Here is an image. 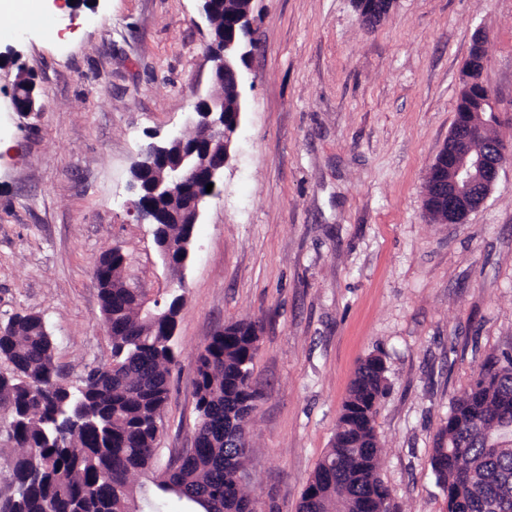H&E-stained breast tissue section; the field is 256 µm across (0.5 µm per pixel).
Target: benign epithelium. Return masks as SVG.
Wrapping results in <instances>:
<instances>
[{
    "label": "benign epithelium",
    "instance_id": "benign-epithelium-1",
    "mask_svg": "<svg viewBox=\"0 0 512 512\" xmlns=\"http://www.w3.org/2000/svg\"><path fill=\"white\" fill-rule=\"evenodd\" d=\"M396 0H355L361 22L373 26L386 18ZM253 27L251 14L245 12L233 17L231 26L222 35L213 36L209 59L213 63L214 82L228 86L235 97H240L239 73L235 59L245 62L250 50L244 43L236 41V29L250 31ZM484 35L475 38L472 53L463 70V84L466 94L459 96L461 111L456 113V122L448 134L452 148L448 157L436 168V176L425 183L424 210L441 224H462L467 217L488 198L500 169L512 161V149L497 144L486 145L473 137L471 130L480 124L472 102L485 101L496 105L494 91L482 81V50ZM12 104L17 112L33 113L42 111L36 104L33 92L24 91L14 85ZM224 97L210 95L195 106L193 124L205 125L209 137L185 153L174 154L172 148L178 136H171L166 142H152L145 149L147 160L135 164L134 183L141 179L151 188V194L167 193L171 204L165 209H155L136 198L132 201V212L139 222L155 227L163 224H196L201 215L202 204L209 194L200 188L217 184L230 159L229 145L231 132L224 124ZM200 153L203 163L194 164L191 158ZM156 245L167 267L180 273L190 257L193 232H188L175 242L154 231Z\"/></svg>",
    "mask_w": 512,
    "mask_h": 512
}]
</instances>
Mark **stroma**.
I'll return each mask as SVG.
<instances>
[{"instance_id": "obj_1", "label": "stroma", "mask_w": 512, "mask_h": 512, "mask_svg": "<svg viewBox=\"0 0 512 512\" xmlns=\"http://www.w3.org/2000/svg\"><path fill=\"white\" fill-rule=\"evenodd\" d=\"M52 28L0 32V323L43 317L59 380L111 362L93 278L117 247L145 299L182 294L155 472L191 447L197 357L236 321L261 326L249 426L259 512H297L360 363L382 358L379 477L393 512H445L431 470L452 402L512 353V165L465 223L423 211L485 31L482 79L512 143V0H398L365 27L353 0H253L257 45L224 177L185 273L130 207L153 138L188 129L214 91L199 0H42ZM33 74L41 112L11 103Z\"/></svg>"}]
</instances>
